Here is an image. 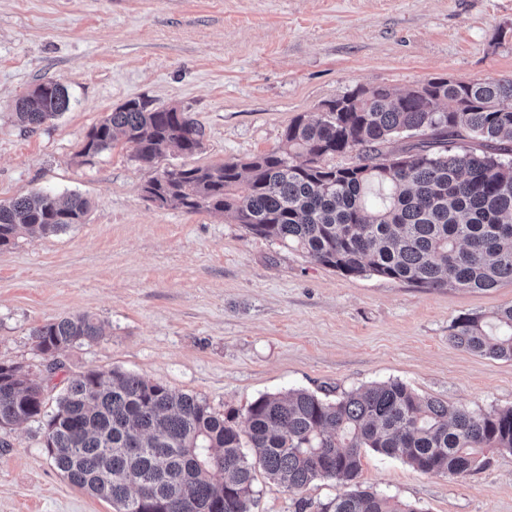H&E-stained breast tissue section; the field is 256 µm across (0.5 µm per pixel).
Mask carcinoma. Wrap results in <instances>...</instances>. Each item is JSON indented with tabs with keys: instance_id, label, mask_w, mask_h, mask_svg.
<instances>
[{
	"instance_id": "obj_1",
	"label": "carcinoma",
	"mask_w": 512,
	"mask_h": 512,
	"mask_svg": "<svg viewBox=\"0 0 512 512\" xmlns=\"http://www.w3.org/2000/svg\"><path fill=\"white\" fill-rule=\"evenodd\" d=\"M54 80L15 103L35 130L68 110ZM423 139L400 153L398 138ZM118 144L151 163L172 146L196 154L203 131L185 112L131 99L85 135L80 155ZM357 152L358 163L325 158ZM148 198L188 212L227 216L248 233L301 250L346 276L372 274L427 288L489 290L512 282V78H434L396 92L355 87L327 103L322 118L299 116L278 148L245 162L165 168L143 187ZM89 201L34 193L0 203V248L23 232L52 236L83 223ZM51 355L102 337L83 313L33 332ZM456 347L512 361V302L452 325ZM44 420V447L70 483L115 512H250L255 467L288 490L318 479L351 482L369 449L423 473L465 478L486 453H512V408L471 411L423 397L404 383H376L334 400L292 389L266 394L245 412L220 415L188 393L118 369L70 379L52 414L42 386L20 364L0 361V431ZM252 448L250 459L243 449ZM297 512H419L369 489Z\"/></svg>"
}]
</instances>
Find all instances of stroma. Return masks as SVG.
Masks as SVG:
<instances>
[{"mask_svg": "<svg viewBox=\"0 0 512 512\" xmlns=\"http://www.w3.org/2000/svg\"><path fill=\"white\" fill-rule=\"evenodd\" d=\"M512 76V0H0V203L77 193L90 210L63 233L0 250V360L44 383L47 409L68 377L116 368L197 396L218 414L265 394L332 397L399 381L452 407H512V361L449 342L467 313L512 302L488 291L346 276L230 218L148 200L163 168L239 161L277 146L296 116L320 118L356 86L417 88ZM54 79L70 106L37 130L16 100ZM178 106L204 130L192 156L152 164L119 145L80 156L84 136L133 98ZM87 313L103 338L69 349L53 385L34 330ZM421 512H512V454L463 479L364 451L357 478ZM252 512L328 502L335 480L290 491L257 473ZM0 512H114L72 485L42 425L0 431Z\"/></svg>", "mask_w": 512, "mask_h": 512, "instance_id": "obj_1", "label": "stroma"}]
</instances>
